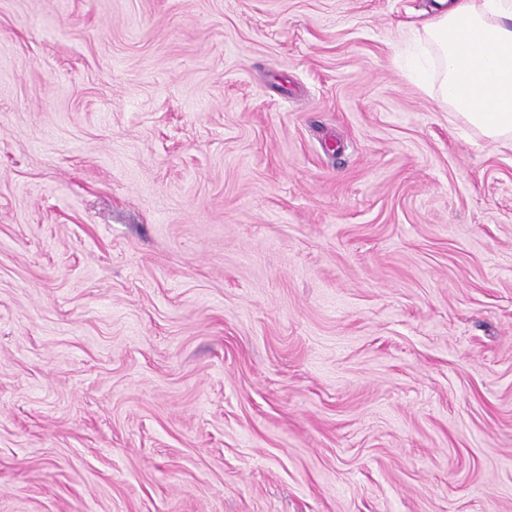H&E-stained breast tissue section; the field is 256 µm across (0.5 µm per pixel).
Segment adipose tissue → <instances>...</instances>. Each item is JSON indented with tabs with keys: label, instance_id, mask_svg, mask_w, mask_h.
<instances>
[{
	"label": "adipose tissue",
	"instance_id": "1",
	"mask_svg": "<svg viewBox=\"0 0 512 512\" xmlns=\"http://www.w3.org/2000/svg\"><path fill=\"white\" fill-rule=\"evenodd\" d=\"M424 84L491 142L512 143V0H435L417 36Z\"/></svg>",
	"mask_w": 512,
	"mask_h": 512
}]
</instances>
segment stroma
<instances>
[{"label":"stroma","instance_id":"obj_1","mask_svg":"<svg viewBox=\"0 0 512 512\" xmlns=\"http://www.w3.org/2000/svg\"><path fill=\"white\" fill-rule=\"evenodd\" d=\"M432 0H0V512H512V148Z\"/></svg>","mask_w":512,"mask_h":512}]
</instances>
